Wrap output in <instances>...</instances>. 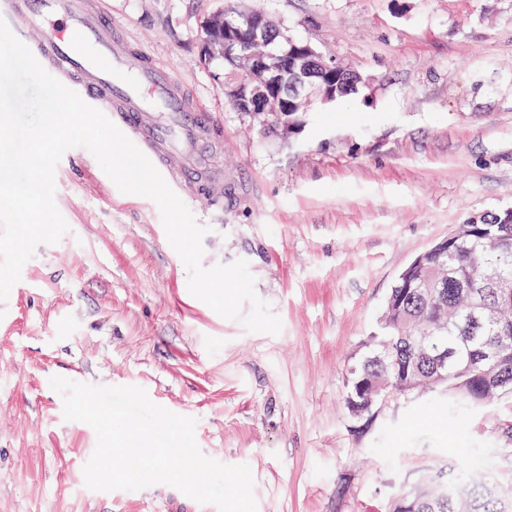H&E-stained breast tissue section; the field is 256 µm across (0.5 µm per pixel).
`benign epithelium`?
<instances>
[{
  "label": "benign epithelium",
  "mask_w": 512,
  "mask_h": 512,
  "mask_svg": "<svg viewBox=\"0 0 512 512\" xmlns=\"http://www.w3.org/2000/svg\"><path fill=\"white\" fill-rule=\"evenodd\" d=\"M211 36L202 39L205 57L222 56L230 60L244 75V79L224 81V95L238 111L278 116L298 103L305 101L321 107L336 106V95L330 89L318 88L317 78L336 71L342 63L333 56L317 51L311 43L281 34L280 47H266L270 22L262 18H250L241 27L221 16L207 20ZM509 361L506 348L484 356V362L474 366L477 376L490 380ZM374 391L380 394L376 408L370 411L364 422L357 425L369 427L392 394H381L382 387Z\"/></svg>",
  "instance_id": "1"
}]
</instances>
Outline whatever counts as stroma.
I'll use <instances>...</instances> for the list:
<instances>
[{
    "mask_svg": "<svg viewBox=\"0 0 512 512\" xmlns=\"http://www.w3.org/2000/svg\"><path fill=\"white\" fill-rule=\"evenodd\" d=\"M360 72L330 112L284 136L234 111L201 24L225 0H96L224 128V205L205 267L247 261L282 321L253 333L188 290L158 206L125 194L86 149L55 170L69 231L39 246L0 318V512H218L166 484L89 489L96 433L63 416L55 376L138 386L196 418L204 454L249 465L257 512H388L410 484L512 487V397L464 408L448 393L386 404L365 431L349 369L397 276L472 213L512 208V0H240Z\"/></svg>",
    "mask_w": 512,
    "mask_h": 512,
    "instance_id": "1",
    "label": "stroma"
}]
</instances>
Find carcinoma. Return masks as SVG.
Masks as SVG:
<instances>
[{
    "label": "carcinoma",
    "mask_w": 512,
    "mask_h": 512,
    "mask_svg": "<svg viewBox=\"0 0 512 512\" xmlns=\"http://www.w3.org/2000/svg\"><path fill=\"white\" fill-rule=\"evenodd\" d=\"M336 85V101L357 87L342 71L325 78ZM512 233V210L484 212L471 233L442 250L413 274L397 280L386 299L379 336L372 350L357 361L369 381L385 380L398 395L438 386L466 405L474 404L475 383L467 364L496 340L512 345V310L498 308L500 291L493 280L512 281V249L497 246L503 230ZM512 493L485 488L466 499L439 501L434 482L408 488L392 512H502Z\"/></svg>",
    "instance_id": "carcinoma-1"
}]
</instances>
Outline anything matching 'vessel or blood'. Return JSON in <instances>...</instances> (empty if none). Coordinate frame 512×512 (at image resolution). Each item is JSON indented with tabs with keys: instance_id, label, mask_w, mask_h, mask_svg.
Wrapping results in <instances>:
<instances>
[{
	"instance_id": "vessel-or-blood-1",
	"label": "vessel or blood",
	"mask_w": 512,
	"mask_h": 512,
	"mask_svg": "<svg viewBox=\"0 0 512 512\" xmlns=\"http://www.w3.org/2000/svg\"><path fill=\"white\" fill-rule=\"evenodd\" d=\"M7 10L44 69L101 110L169 186L194 185L204 205L223 206L224 180L207 163L221 126L92 0H9Z\"/></svg>"
}]
</instances>
